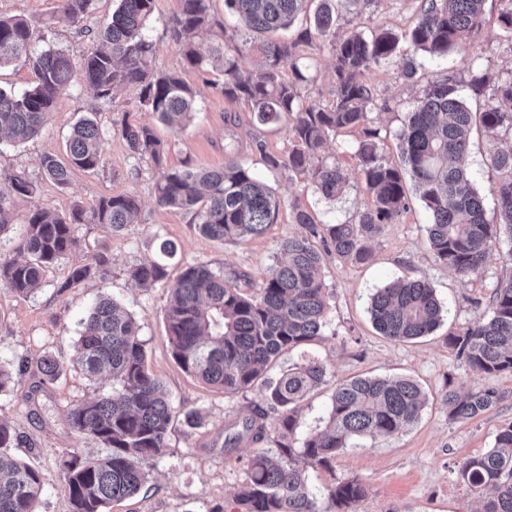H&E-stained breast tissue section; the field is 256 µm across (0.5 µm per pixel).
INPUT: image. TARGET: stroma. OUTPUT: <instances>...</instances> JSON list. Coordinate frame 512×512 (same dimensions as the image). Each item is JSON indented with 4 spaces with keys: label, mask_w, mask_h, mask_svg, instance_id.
Returning a JSON list of instances; mask_svg holds the SVG:
<instances>
[{
    "label": "stroma",
    "mask_w": 512,
    "mask_h": 512,
    "mask_svg": "<svg viewBox=\"0 0 512 512\" xmlns=\"http://www.w3.org/2000/svg\"><path fill=\"white\" fill-rule=\"evenodd\" d=\"M420 4L421 0H372L360 13H344L342 30H356L367 37L382 28L402 33L416 23ZM54 7V0H0V15L27 19L45 44L66 49L73 59H80L90 40L74 26L45 27ZM176 7V0H154L142 29L152 45L153 63L161 69L180 66L169 32ZM502 8L501 0H486L483 23L470 37L465 53L453 52L442 58L417 54L415 79L406 78L392 64L369 71L375 93L372 118L380 130L381 151L387 159L399 161V134L405 116L429 81L454 73L466 105L475 111L483 109L484 98L475 96L469 87L471 69L478 67L493 75L512 69V55L499 47L498 15ZM333 62L330 46L320 39L305 48L298 61L302 70L315 77L305 96L323 106L333 99ZM186 79L198 92L196 113L180 132H171L152 113L141 109L133 90L120 91L104 102L96 99L89 87L78 84L59 96L52 120L34 138L0 148V170L23 171L36 182L32 196L15 200L16 219H24L38 208L66 213L76 203L89 205L100 197L119 194L135 195L142 205L140 223L119 232L101 224L77 225L78 249L48 268L45 283L34 296L20 297L0 289V360L15 367V390L0 395V418L9 421L20 438L14 455L43 477L39 512H70L60 468L65 451L78 448L91 457L102 451L98 442L79 436L65 420L70 405L112 387L111 378L92 379L71 366L78 321L100 295L113 297L132 313L145 342L148 365L162 381L173 406L198 409L206 422L202 432L174 423L167 453L154 463L148 483L136 496L113 502L108 512H213L219 506L224 512H238L235 494L246 478L247 461L254 448L245 443L228 455L223 449L207 447L206 442L223 432L226 414L246 412L249 403L262 401L263 392L257 387L228 395L203 385L180 367L172 356L165 322L169 291L185 267L196 263L246 274L251 286L259 287L282 242L301 232L293 220L294 206L305 208L317 223L336 224L354 219L372 203L350 153L360 137L358 130L339 134L327 147L328 155L334 156L347 178L345 193L330 201L313 191L306 175L264 163L263 154L287 155L286 128L254 124L247 105L228 103L220 92L206 85L204 76L191 72ZM92 110L102 128L105 165L95 173L73 172L69 185L59 187L42 175L40 158L47 152L64 155L71 125ZM124 118L155 127L167 145L163 167L178 169L188 160L220 167L225 156L238 157L278 197L276 224L260 237L224 242L202 236L192 214L157 205L154 184L160 169L150 160L134 158L125 141L112 131L113 122ZM259 142L264 145L260 152L255 149ZM493 149V142L477 128L463 159L490 213L496 208L494 189L499 180L489 161ZM428 223L423 203L410 196L398 222L387 225L375 242L370 263L351 265L327 258L323 277L330 300L323 337L305 352L283 355L278 363L285 369L308 355L326 367L325 383L305 399L298 413L297 434L301 437L325 427L336 385L357 376L407 377L416 381L427 397L418 421L405 432L373 441L354 439L337 456L332 470L310 471L309 483L320 507L328 505L331 484L355 476L367 488L358 512L481 510L480 499L458 480L455 470L464 460L492 448L499 431L512 424V374L491 376L473 371L449 346L448 336L489 315L494 288L512 277V242L493 239L484 267L464 279L435 261L427 242ZM164 239L177 246L166 280L150 289L138 287L131 281L129 269L154 256ZM99 252L110 258L105 274L78 287H66L72 267ZM405 277L429 282L444 312L432 335L399 342L373 328L367 308L378 288ZM47 352L66 367L50 384L42 383L35 367ZM449 380L462 389L492 388L504 398L478 418L452 421L442 401V390Z\"/></svg>",
    "instance_id": "obj_1"
}]
</instances>
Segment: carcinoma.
<instances>
[{
  "mask_svg": "<svg viewBox=\"0 0 512 512\" xmlns=\"http://www.w3.org/2000/svg\"><path fill=\"white\" fill-rule=\"evenodd\" d=\"M95 0H56L50 19L86 28ZM154 0H119L111 16L94 29L91 48L74 61L62 49H36V30L19 16L0 15V67L21 61L37 82L20 93L0 89V143L24 142L50 122L56 100L75 83H85L97 99L110 101L117 89L135 91L138 104L174 133L182 131L195 113L196 91L184 73L218 72L207 81L230 103L244 102L252 121L284 125L290 148L283 160L256 145L273 167L284 166L310 175L315 190L327 199L341 195L346 181L338 165L321 156L327 141L358 129L361 138L353 157L373 197V203L353 221L320 227L303 209L294 213L300 234L286 239L269 274L256 292L240 287V273L226 274L209 265L188 266L170 288L165 319L172 355L181 368L202 384L226 394L245 393L258 386L263 404L224 422V452L245 441L269 439V413L276 414V450L258 448L247 463V479L235 495L239 512H323L311 491L307 469H331L336 456L355 437H392L420 417L426 397L405 377L358 376L336 385L326 427L295 437L302 402L326 378V367L306 359L280 372L268 373L286 353L321 339L329 308L322 270L334 257L352 265L372 258L371 243L386 225L396 223L413 192L430 214L428 244L436 260L460 277L484 266L490 242H512V143L497 147L489 160L500 173L495 186L499 220L485 218L483 198L474 178L461 164L474 126L492 139L512 133V70L490 77L472 71L470 88L488 97L480 112L461 99L456 81L447 75L429 82L407 113L400 134V162L392 164L380 150V129L369 118L374 106L372 85L363 79L375 65L393 63L413 79V54L445 57L466 51L471 33L481 25L485 0H422L414 27L397 34L385 29L367 39L360 32L337 36L340 9L366 0H225L245 30L241 45L224 41V26L215 18L213 0H177L171 36L181 58L179 69L152 65V45L141 36ZM498 16L502 47L512 53V0ZM313 22L291 42L273 35L286 30L301 12ZM219 28L204 44L201 33ZM329 42L334 52L335 90L332 102L320 106L303 94L313 81L297 64L302 48L315 39ZM251 55L254 69L241 67ZM131 154L161 167L166 144L149 125L116 126ZM66 160L46 153L40 166L44 177L60 187L69 184L74 169L104 167L100 127L89 116L79 118L67 139ZM35 183L24 172H0V234L15 224L14 200L29 197ZM158 205L191 212L200 234L210 239L245 241L265 234L275 223L279 200L250 168L227 155L224 166L209 168L189 161L180 170H162L155 183ZM140 204L134 195L101 197L85 207L76 204L66 215L46 209L30 212L14 248L16 257H0V288L27 297L41 285L45 270L76 249L77 224H105L118 232L134 224ZM176 245L159 243L157 254L135 265L130 276L141 288H153L166 277V262ZM109 257L100 252L72 268L64 287H76L103 274ZM368 313L383 336L407 342L428 336L441 324L443 307L425 281L397 279L377 289ZM469 367L484 374L512 372V278L497 284L488 317L448 336ZM73 366L88 377L112 376V387L69 407L66 421L80 435L98 441L105 454L90 458L72 448L63 456L62 471L72 512H105L114 500L130 497L148 481L152 464L167 452L172 422L191 429L204 427L197 409L176 408L163 383L146 363L144 341L132 317L116 300L98 297L80 319L74 341ZM42 381L52 383L63 364L46 353L36 363ZM502 396L490 388L465 392L447 381L443 402L451 420H472L493 409ZM19 441L13 426L0 419V512H38L44 481L37 470L10 455ZM457 477L482 500V512H512V424L502 429L484 454L457 468ZM366 491L357 479L335 483L328 490L332 512H354Z\"/></svg>",
  "mask_w": 512,
  "mask_h": 512,
  "instance_id": "carcinoma-1",
  "label": "carcinoma"
}]
</instances>
